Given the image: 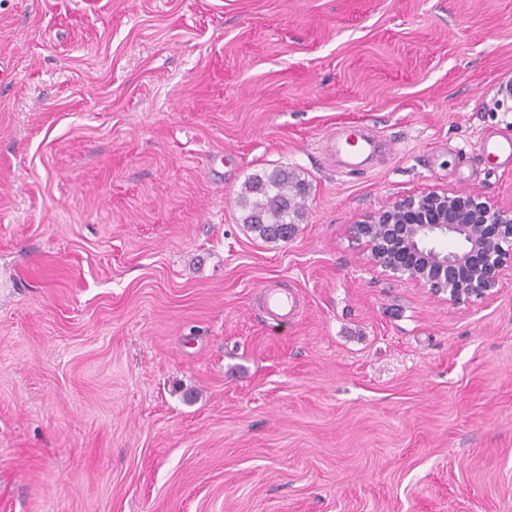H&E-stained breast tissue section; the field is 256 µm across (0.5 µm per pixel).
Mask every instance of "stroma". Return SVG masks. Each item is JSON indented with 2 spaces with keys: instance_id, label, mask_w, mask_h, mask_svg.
<instances>
[{
  "instance_id": "35a3bbf8",
  "label": "stroma",
  "mask_w": 512,
  "mask_h": 512,
  "mask_svg": "<svg viewBox=\"0 0 512 512\" xmlns=\"http://www.w3.org/2000/svg\"><path fill=\"white\" fill-rule=\"evenodd\" d=\"M2 70L0 512H512V276L452 306L349 233L512 205L476 150L512 136V0H0ZM353 126L387 145L357 172ZM281 168L268 243L236 199ZM327 155L329 158L335 160L336 156L343 154L348 158L347 168L350 171L360 170L362 161L359 159L364 156H370L377 152L378 141L375 138L363 139L360 144L351 143L348 138L336 139L334 135L328 138ZM305 185L288 170L253 174L238 195L242 223L267 242L288 240L303 220ZM266 307L269 311L280 317V320L288 321L296 309V298L291 292H279L273 288L261 286Z\"/></svg>"
}]
</instances>
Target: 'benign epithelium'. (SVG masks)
<instances>
[{
  "label": "benign epithelium",
  "mask_w": 512,
  "mask_h": 512,
  "mask_svg": "<svg viewBox=\"0 0 512 512\" xmlns=\"http://www.w3.org/2000/svg\"><path fill=\"white\" fill-rule=\"evenodd\" d=\"M366 264L451 305L492 296L512 271V205L472 191L426 189L351 225Z\"/></svg>",
  "instance_id": "benign-epithelium-1"
}]
</instances>
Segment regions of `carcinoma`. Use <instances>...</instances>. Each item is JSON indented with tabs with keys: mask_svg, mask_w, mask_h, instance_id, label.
<instances>
[{
	"mask_svg": "<svg viewBox=\"0 0 512 512\" xmlns=\"http://www.w3.org/2000/svg\"><path fill=\"white\" fill-rule=\"evenodd\" d=\"M305 185L286 170L254 174L238 195L242 223L267 242L288 239L303 220Z\"/></svg>",
	"mask_w": 512,
	"mask_h": 512,
	"instance_id": "1",
	"label": "carcinoma"
}]
</instances>
